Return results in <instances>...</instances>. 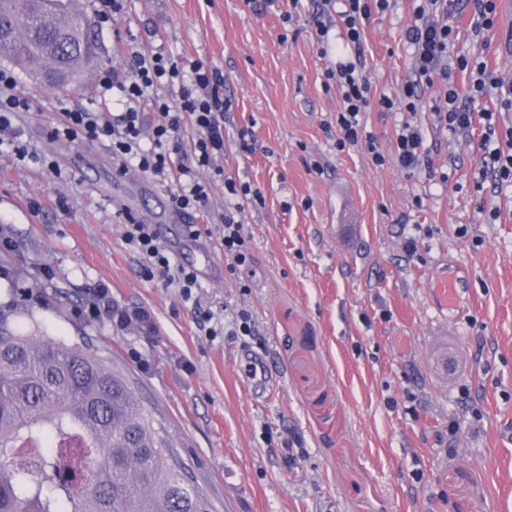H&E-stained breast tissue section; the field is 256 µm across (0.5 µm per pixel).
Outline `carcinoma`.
Here are the masks:
<instances>
[{
    "label": "carcinoma",
    "instance_id": "cac0c4a2",
    "mask_svg": "<svg viewBox=\"0 0 512 512\" xmlns=\"http://www.w3.org/2000/svg\"><path fill=\"white\" fill-rule=\"evenodd\" d=\"M0 51L59 87L98 57L73 0H0ZM0 512H211L128 381L0 315Z\"/></svg>",
    "mask_w": 512,
    "mask_h": 512
}]
</instances>
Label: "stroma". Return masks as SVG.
<instances>
[{
  "label": "stroma",
  "instance_id": "obj_1",
  "mask_svg": "<svg viewBox=\"0 0 512 512\" xmlns=\"http://www.w3.org/2000/svg\"><path fill=\"white\" fill-rule=\"evenodd\" d=\"M76 8L97 67L64 91L16 71L30 155L0 156V228L16 243L0 266L30 289L20 326L122 372L212 512H512V191L481 174L484 128L453 135L417 112L427 171L336 148L342 99L328 70L361 57L375 96H398L414 0L373 12L358 53L335 28L317 43L322 0H128L116 34L96 0ZM472 10L462 0L451 20L454 54L512 84V0L478 33ZM158 49L223 73L224 171L262 194L241 214L250 265L223 267L188 298L143 278L124 241L130 215L158 229L172 265L201 264L171 245L168 189L139 193L137 170L108 165L104 144L51 135L58 101L99 107L98 69ZM407 118L375 105L366 129L388 154ZM243 130L249 154L236 148ZM445 269L463 278L462 304L442 318L427 291ZM103 285L148 324L83 317ZM242 310L255 335H237Z\"/></svg>",
  "mask_w": 512,
  "mask_h": 512
}]
</instances>
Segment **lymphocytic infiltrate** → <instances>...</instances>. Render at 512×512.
<instances>
[{
  "label": "lymphocytic infiltrate",
  "mask_w": 512,
  "mask_h": 512,
  "mask_svg": "<svg viewBox=\"0 0 512 512\" xmlns=\"http://www.w3.org/2000/svg\"><path fill=\"white\" fill-rule=\"evenodd\" d=\"M337 5L336 17L348 44L361 49L364 27L373 10H388L391 0H326ZM456 0H420L414 20L403 33L412 49V76L398 98H373L371 83L362 69L351 62L338 63L336 84L342 96V107L336 114V147H364L374 163L382 165L393 160L402 170L411 171L427 164L428 155L423 131L418 124L407 121L399 128L392 157L379 151L373 137L366 131L364 115L372 104L390 110L402 105L404 111L417 113L423 105L417 90L421 86H440L441 93L430 105L440 129L466 132L475 120H483L485 133L480 142L479 161L483 170L491 171L498 186L512 187V129L496 130L492 112H474L460 106L454 74L470 70L471 92L481 97L491 91L512 95V86L488 71L485 62L453 58L454 33L447 18L455 13ZM131 69L116 72L103 70L97 78L101 92L113 90L121 94L123 106L118 115L61 104L57 112L53 136L74 138L85 135L108 143L121 164H131L140 171L165 183L171 189L174 207L185 214L202 216L211 206V182L202 180L208 171L222 178L224 184V225L222 242L224 256L232 265L241 267L251 259L248 240L239 219L246 206L256 204L261 195L246 183L224 174V76L207 63L196 60L182 63L160 51L135 53ZM15 76L0 70V154L24 158L18 125L20 113L29 111L30 103L16 91ZM192 130L191 142H184L181 133ZM127 245L142 256V274L146 279L165 275L168 284L181 288L191 296L197 275L184 267H172L166 248L159 242L150 225L130 224L124 232ZM93 320H105L123 330L146 323L138 311L115 309L107 287L93 294L86 309Z\"/></svg>",
  "instance_id": "obj_1"
}]
</instances>
